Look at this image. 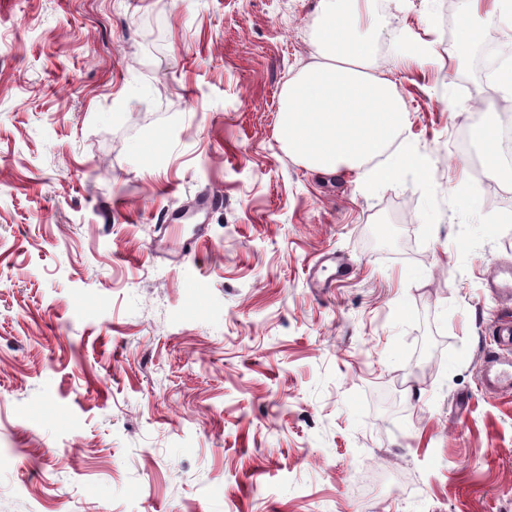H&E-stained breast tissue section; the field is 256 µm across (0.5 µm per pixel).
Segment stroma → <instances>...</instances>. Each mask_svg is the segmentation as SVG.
Listing matches in <instances>:
<instances>
[{
	"label": "stroma",
	"instance_id": "35a3bbf8",
	"mask_svg": "<svg viewBox=\"0 0 512 512\" xmlns=\"http://www.w3.org/2000/svg\"><path fill=\"white\" fill-rule=\"evenodd\" d=\"M317 3L0 0V512H512V185L460 146L506 30L374 0L426 166L373 190L280 139ZM482 387L492 393L512 389V361L504 355H493L485 361L480 373Z\"/></svg>",
	"mask_w": 512,
	"mask_h": 512
}]
</instances>
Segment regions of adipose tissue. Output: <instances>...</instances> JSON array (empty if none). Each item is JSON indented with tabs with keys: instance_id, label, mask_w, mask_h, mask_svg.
Here are the masks:
<instances>
[{
	"instance_id": "1",
	"label": "adipose tissue",
	"mask_w": 512,
	"mask_h": 512,
	"mask_svg": "<svg viewBox=\"0 0 512 512\" xmlns=\"http://www.w3.org/2000/svg\"><path fill=\"white\" fill-rule=\"evenodd\" d=\"M372 0H319L315 61L290 75L281 95L280 134L312 171L333 176L376 157L372 185L402 171L407 148H394L405 107L378 72L370 32L383 23ZM460 42H475L490 22L512 31V0H460Z\"/></svg>"
}]
</instances>
